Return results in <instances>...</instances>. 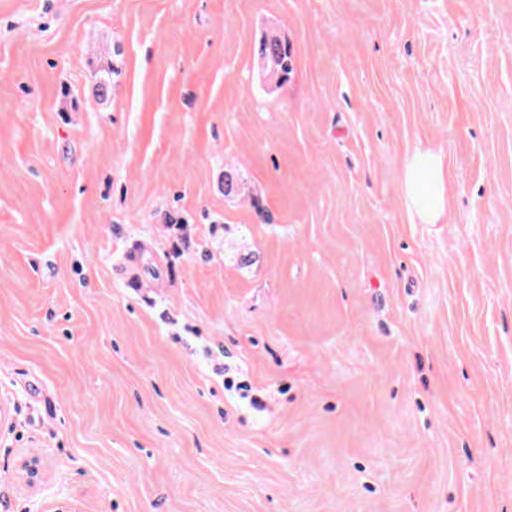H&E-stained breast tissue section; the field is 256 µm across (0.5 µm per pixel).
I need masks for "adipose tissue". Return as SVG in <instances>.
Returning a JSON list of instances; mask_svg holds the SVG:
<instances>
[{
  "label": "adipose tissue",
  "instance_id": "ef3b65f1",
  "mask_svg": "<svg viewBox=\"0 0 512 512\" xmlns=\"http://www.w3.org/2000/svg\"><path fill=\"white\" fill-rule=\"evenodd\" d=\"M448 169L441 154L415 150L406 160L403 189L412 222L438 224L448 214Z\"/></svg>",
  "mask_w": 512,
  "mask_h": 512
}]
</instances>
